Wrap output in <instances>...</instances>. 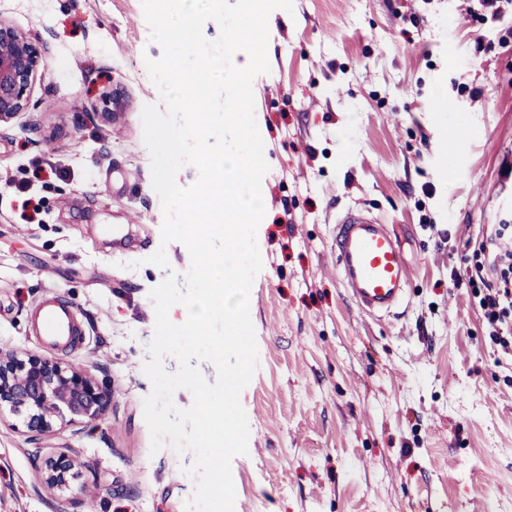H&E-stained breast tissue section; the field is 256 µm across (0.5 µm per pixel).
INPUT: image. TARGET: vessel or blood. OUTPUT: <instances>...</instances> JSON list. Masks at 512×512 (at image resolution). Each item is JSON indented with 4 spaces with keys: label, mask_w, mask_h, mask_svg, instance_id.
Wrapping results in <instances>:
<instances>
[{
    "label": "vessel or blood",
    "mask_w": 512,
    "mask_h": 512,
    "mask_svg": "<svg viewBox=\"0 0 512 512\" xmlns=\"http://www.w3.org/2000/svg\"><path fill=\"white\" fill-rule=\"evenodd\" d=\"M336 268L358 309L382 317L399 309L410 273L389 225L362 210H348L337 219L333 233ZM33 331L47 344L63 345L79 335L72 305L49 296L31 313Z\"/></svg>",
    "instance_id": "b4317fda"
}]
</instances>
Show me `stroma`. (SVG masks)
<instances>
[{
  "label": "stroma",
  "mask_w": 512,
  "mask_h": 512,
  "mask_svg": "<svg viewBox=\"0 0 512 512\" xmlns=\"http://www.w3.org/2000/svg\"><path fill=\"white\" fill-rule=\"evenodd\" d=\"M44 46L29 109L0 125V351L89 369L108 412L28 439L0 414V512H185L192 453L151 449L154 306L186 247L163 243L141 114L162 55L141 0H0ZM270 71L253 80L269 171L250 293L258 368L241 394L235 512H512V344L490 334L477 281L488 225L512 220V5L480 0H294L268 20ZM127 110L103 120L100 98ZM444 91L452 111L434 110ZM390 225L413 276L398 313L362 314L336 275L346 209ZM165 249L169 269L148 264ZM84 334L31 331L48 294ZM88 468L81 506L45 462ZM81 467L88 468V465L78 461L71 448H63L46 462L47 487L68 501L76 498L81 488L76 483L79 477L78 468Z\"/></svg>",
  "instance_id": "stroma-1"
}]
</instances>
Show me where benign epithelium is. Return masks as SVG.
<instances>
[{
	"instance_id": "obj_1",
	"label": "benign epithelium",
	"mask_w": 512,
	"mask_h": 512,
	"mask_svg": "<svg viewBox=\"0 0 512 512\" xmlns=\"http://www.w3.org/2000/svg\"><path fill=\"white\" fill-rule=\"evenodd\" d=\"M43 49L31 34L0 20V123H7L30 107L31 93L42 73ZM101 114L107 120L126 110L116 92L103 93ZM112 391L88 369L64 366L48 357L21 359L0 352V415H24L32 437L56 432V421L94 420L106 413ZM87 464L64 448L46 462L47 487L70 501L77 497L79 468Z\"/></svg>"
}]
</instances>
